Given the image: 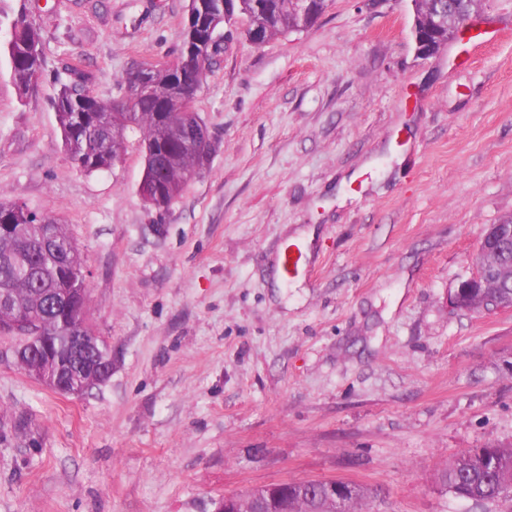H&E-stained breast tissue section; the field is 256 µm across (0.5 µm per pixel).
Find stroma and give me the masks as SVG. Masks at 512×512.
Here are the masks:
<instances>
[{
	"label": "stroma",
	"instance_id": "1",
	"mask_svg": "<svg viewBox=\"0 0 512 512\" xmlns=\"http://www.w3.org/2000/svg\"><path fill=\"white\" fill-rule=\"evenodd\" d=\"M186 0H0L42 37L21 96L0 55V199L76 241L112 376L79 397L29 377L0 335V512H212L281 481L364 488L369 512H512L439 486L472 448L512 446V309L448 294L484 228L512 214V0L491 35L422 57L411 0H329L254 46L225 27L195 100L213 146L168 208L138 192L137 142L86 173L50 100L79 64L118 97L174 61ZM314 229L309 264L282 250Z\"/></svg>",
	"mask_w": 512,
	"mask_h": 512
}]
</instances>
